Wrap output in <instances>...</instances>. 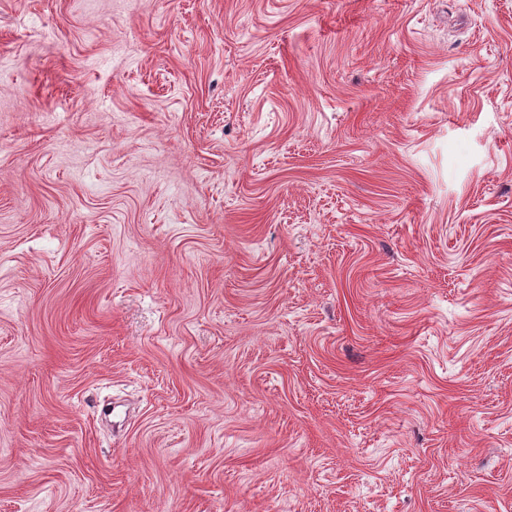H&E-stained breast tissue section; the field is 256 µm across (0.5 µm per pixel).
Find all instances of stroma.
I'll return each mask as SVG.
<instances>
[{"mask_svg":"<svg viewBox=\"0 0 512 512\" xmlns=\"http://www.w3.org/2000/svg\"><path fill=\"white\" fill-rule=\"evenodd\" d=\"M0 512H512V0H0Z\"/></svg>","mask_w":512,"mask_h":512,"instance_id":"35a3bbf8","label":"stroma"}]
</instances>
